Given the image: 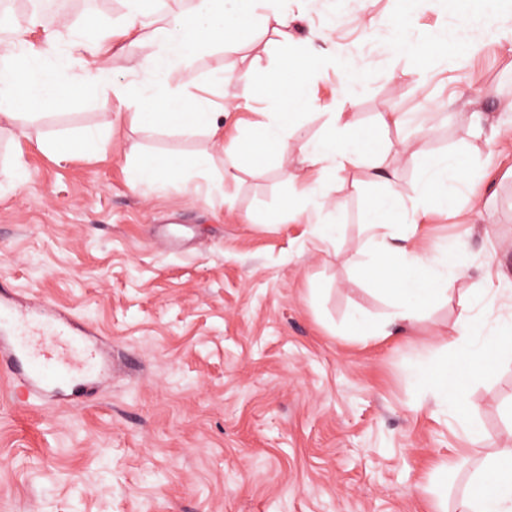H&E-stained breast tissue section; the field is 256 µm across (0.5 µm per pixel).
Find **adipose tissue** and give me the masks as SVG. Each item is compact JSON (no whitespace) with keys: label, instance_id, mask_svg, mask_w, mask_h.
<instances>
[{"label":"adipose tissue","instance_id":"ef3b65f1","mask_svg":"<svg viewBox=\"0 0 512 512\" xmlns=\"http://www.w3.org/2000/svg\"><path fill=\"white\" fill-rule=\"evenodd\" d=\"M309 0H191L179 9L151 7L150 0H131L121 22L129 35L126 51L136 78L132 83L113 82L112 96L101 104L105 119L129 118L133 124L152 122L175 124L183 131L208 129L211 137L224 142V152L232 165L256 159L273 150L280 155L298 153L299 165L287 170L292 192L270 216L271 223L296 224L315 219L320 230L333 235L341 224L326 221V183L330 176L355 172L359 188L380 186L370 200L372 221L366 222L365 247L357 261L359 275L367 288L384 290L389 310L373 327H365V338H386L417 320L424 307L441 295L453 292L463 270L449 258L448 249L429 254L421 250L415 232L421 223L436 214L454 213L464 219L465 209L455 208L456 199L470 192L474 171L455 154L433 155L418 162L412 140H403L410 159L418 163V191L403 197L396 189L387 157L391 144L370 150L365 146L357 122L353 100L335 99L321 135L291 147L288 123L279 105L292 100L308 107L311 83L327 68L344 79L358 80L336 40L335 25L321 33L330 42L329 53L308 50L295 42V23L307 15ZM404 7L392 22L399 36L384 38L381 48L388 54L404 56L412 70L427 74L432 61L460 67L485 47L487 41L512 43V21L500 15L499 0H470V7L458 27L425 32L414 23L417 12L434 9L437 0H402ZM232 23L243 29L273 27L288 49L285 65L261 67L268 44L259 38L243 41L227 35L224 26ZM220 47L224 55L236 57L232 69H215L203 79L192 77L197 58ZM74 50L64 54L56 47L54 34L33 43L14 39L0 53V126L11 125L27 107L51 108L57 103L50 92L52 83L71 75L75 91L99 86L108 76L112 55V35L91 20L74 32ZM233 82L236 99L263 104V119L257 137L238 135L225 140L220 121L224 109L205 110L196 92L198 83L223 88ZM141 173L139 185L147 191H162L186 182L188 173L209 170L211 155L195 154L169 164L130 149ZM496 287L470 297V315L461 320L453 346L469 360L481 362L492 354H512V316L502 314L499 300L512 299V280L495 272ZM421 380L435 397L439 409L455 417L467 398V387L456 378V361L423 356ZM459 512H512V448L492 456L477 470L463 495Z\"/></svg>","mask_w":512,"mask_h":512}]
</instances>
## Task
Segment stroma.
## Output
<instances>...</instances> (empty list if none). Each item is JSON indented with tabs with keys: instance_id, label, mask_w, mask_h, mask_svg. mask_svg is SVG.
Masks as SVG:
<instances>
[{
	"instance_id": "35a3bbf8",
	"label": "stroma",
	"mask_w": 512,
	"mask_h": 512,
	"mask_svg": "<svg viewBox=\"0 0 512 512\" xmlns=\"http://www.w3.org/2000/svg\"><path fill=\"white\" fill-rule=\"evenodd\" d=\"M398 0H317L309 27L342 23L351 61L366 71L355 117L367 147L421 140L427 154H465L482 178L480 213L466 224L438 216L420 226L428 249L449 243L465 277L450 299L428 305L400 336L358 340L350 310H387L365 288L355 261L364 245L367 191L328 183L344 205V231L323 239L311 224H270L291 187L268 154L233 172L205 129L142 128L123 121L90 152L53 157L47 132L100 125L102 85L75 97L53 86L58 105L0 129V182L24 159L27 179L0 198V279L15 296L51 304L88 323L112 349V376L82 405L15 398L0 382V512H457L469 479L512 432V357L462 361L463 418L484 434L469 443L414 378L420 352L445 347L488 270L512 277V112L494 104L512 92V50L485 49L460 72L434 67L428 80L407 60L358 49L369 20L388 31ZM124 0H88L78 13L44 15L27 32L63 50L92 18L119 28ZM339 87L334 70L314 86L321 104L303 109L292 143L317 137L322 104ZM423 113V125L383 131L378 115ZM165 159L211 151L220 194L170 188L142 196L126 159L131 144ZM458 458L455 484L433 475Z\"/></svg>"
}]
</instances>
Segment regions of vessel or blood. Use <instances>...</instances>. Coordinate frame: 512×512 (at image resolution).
<instances>
[{"label": "vessel or blood", "instance_id": "b4317fda", "mask_svg": "<svg viewBox=\"0 0 512 512\" xmlns=\"http://www.w3.org/2000/svg\"><path fill=\"white\" fill-rule=\"evenodd\" d=\"M2 312L11 317L14 327H0V366L6 367L8 382L27 395L44 402H68L91 377L109 371L98 339L64 315H51L48 327L35 335H19L16 324L25 320L27 310L13 303L6 284L0 286Z\"/></svg>", "mask_w": 512, "mask_h": 512}]
</instances>
